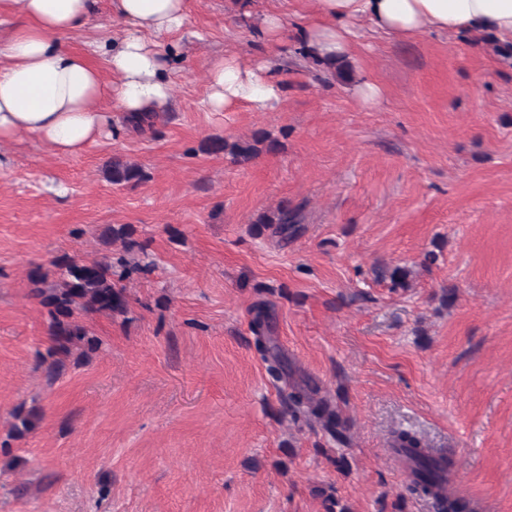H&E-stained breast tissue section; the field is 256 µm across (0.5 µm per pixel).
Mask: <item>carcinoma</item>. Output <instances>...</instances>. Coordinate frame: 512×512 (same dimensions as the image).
<instances>
[{
  "mask_svg": "<svg viewBox=\"0 0 512 512\" xmlns=\"http://www.w3.org/2000/svg\"><path fill=\"white\" fill-rule=\"evenodd\" d=\"M270 151L278 143L268 139L263 132L255 133L249 139L233 142L225 138H212L202 146L206 154L224 153L240 165L250 163L260 151L261 145ZM146 177L143 169L119 158L112 159L110 179L114 185L137 183ZM300 223L296 210L288 204L279 205L270 213L261 214L254 222V229L260 233L266 227H275V232L288 237L296 232ZM101 240L110 244L122 241L124 252L138 251L144 254V262L130 264L121 255L104 256L100 260L86 261L62 254L50 261V268L35 267L29 273L32 293L39 298L47 310L49 332L55 348L50 355L65 353L75 341H86L90 348L99 345L97 339L88 337L80 317L88 313H103L109 316L125 315L129 310V298L123 281L134 273L151 270L153 261L145 255V247L134 238V230L122 225L118 228L108 225L100 234ZM273 314L268 304L260 303L253 309L251 329L255 335V345L263 359L269 362V372L283 378L289 375L288 359L280 351L272 336ZM288 407L292 416L314 419L336 439L343 437V424L335 406L319 396V390L303 380L292 384L288 394ZM392 449L411 471L413 479L409 489L419 495L433 498L445 512H453L457 499L448 486V470L451 466L447 457L424 447L422 441L406 431L392 434Z\"/></svg>",
  "mask_w": 512,
  "mask_h": 512,
  "instance_id": "obj_1",
  "label": "carcinoma"
}]
</instances>
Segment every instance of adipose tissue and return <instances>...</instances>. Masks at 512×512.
<instances>
[{
    "instance_id": "ef3b65f1",
    "label": "adipose tissue",
    "mask_w": 512,
    "mask_h": 512,
    "mask_svg": "<svg viewBox=\"0 0 512 512\" xmlns=\"http://www.w3.org/2000/svg\"><path fill=\"white\" fill-rule=\"evenodd\" d=\"M94 6L95 0H0V14L23 17L0 38L1 142L27 135L72 155L116 133L111 113L98 106L102 98L113 100L130 125L168 106L180 52L160 38L184 28L188 0H112V37L84 51L69 48L65 37L87 24ZM363 21L383 36H489L512 48V0H317L316 18L298 40L313 57L333 62L351 53ZM207 80L215 112L241 103L266 112L281 97L275 65L265 57L248 65L233 55L216 57Z\"/></svg>"
}]
</instances>
